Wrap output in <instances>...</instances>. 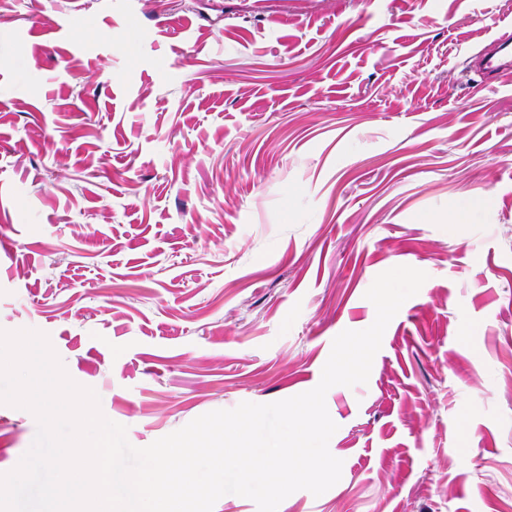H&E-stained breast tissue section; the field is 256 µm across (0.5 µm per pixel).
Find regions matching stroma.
Returning <instances> with one entry per match:
<instances>
[{
	"mask_svg": "<svg viewBox=\"0 0 512 512\" xmlns=\"http://www.w3.org/2000/svg\"><path fill=\"white\" fill-rule=\"evenodd\" d=\"M512 0H0V329L48 335L137 448L316 387L340 480L278 512H512ZM473 222L453 227L463 200ZM36 420L0 404V473ZM512 35H499L484 46L478 64L486 82L501 81L512 73Z\"/></svg>",
	"mask_w": 512,
	"mask_h": 512,
	"instance_id": "stroma-1",
	"label": "stroma"
}]
</instances>
